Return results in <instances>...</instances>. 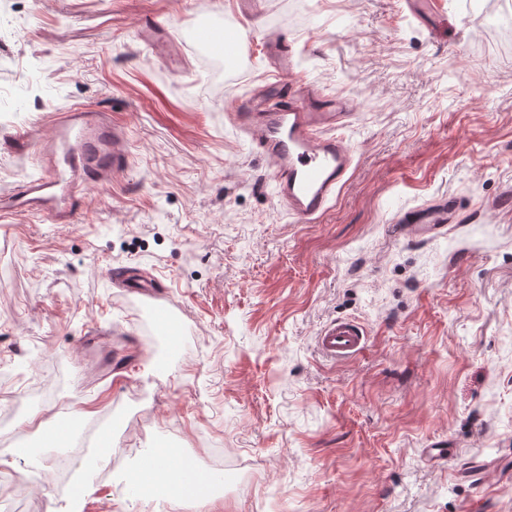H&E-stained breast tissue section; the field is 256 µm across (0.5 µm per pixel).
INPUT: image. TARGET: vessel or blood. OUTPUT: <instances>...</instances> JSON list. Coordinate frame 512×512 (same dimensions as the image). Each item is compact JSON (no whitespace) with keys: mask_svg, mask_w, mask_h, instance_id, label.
I'll return each instance as SVG.
<instances>
[{"mask_svg":"<svg viewBox=\"0 0 512 512\" xmlns=\"http://www.w3.org/2000/svg\"><path fill=\"white\" fill-rule=\"evenodd\" d=\"M147 46L169 43L166 29L142 19L137 29ZM195 37L203 47L219 52L225 65L239 56L238 37L216 25H201ZM296 95L283 97L282 85L268 86L265 94L250 97V109L231 112L227 118L248 133L257 148L272 163L280 204L290 215L317 222L331 207L339 189L354 168V155L340 130L351 115L352 103L341 96L328 98L302 80H295ZM54 143L37 142L36 150L48 163L46 173L25 183L23 189L0 198V214L23 209L35 215L49 213L71 220L73 200L86 182L104 185L113 174L131 164V139L127 128L107 113L73 108L53 121ZM452 216L447 203L418 207L400 218V231L415 238L442 233ZM119 287L152 301L153 326L167 340L168 354L180 348L179 336L168 333L170 304L153 279H129L117 273ZM366 333L357 321L339 319L321 330L317 343L326 356L350 358L365 346Z\"/></svg>","mask_w":512,"mask_h":512,"instance_id":"b4317fda","label":"vessel or blood"}]
</instances>
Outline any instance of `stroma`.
I'll return each instance as SVG.
<instances>
[{
	"label": "stroma",
	"mask_w": 512,
	"mask_h": 512,
	"mask_svg": "<svg viewBox=\"0 0 512 512\" xmlns=\"http://www.w3.org/2000/svg\"><path fill=\"white\" fill-rule=\"evenodd\" d=\"M512 0H0V194L39 176L35 139L90 105L125 123L132 166L78 197L70 224L0 219V446L25 512L65 505L43 439L70 412L104 413L126 470L87 512H172L129 471L160 448L224 452L210 512H512V52L475 25ZM175 43L158 57L142 18ZM241 38L235 67L196 24ZM291 73L355 113V167L313 224L280 205L268 160L227 115ZM453 199L433 239L398 230ZM155 278L181 348L165 366L150 303L109 274ZM364 350H318L329 321ZM102 341L87 353L81 338ZM447 442L443 460L425 451ZM482 467L481 480L467 476ZM366 333L355 320L338 319L321 330L317 337L319 349L333 359L350 358L365 346Z\"/></svg>",
	"instance_id": "obj_1"
}]
</instances>
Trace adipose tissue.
Returning a JSON list of instances; mask_svg holds the SVG:
<instances>
[{
    "instance_id": "obj_1",
    "label": "adipose tissue",
    "mask_w": 512,
    "mask_h": 512,
    "mask_svg": "<svg viewBox=\"0 0 512 512\" xmlns=\"http://www.w3.org/2000/svg\"><path fill=\"white\" fill-rule=\"evenodd\" d=\"M185 470L197 472L198 481L192 484L183 483L179 474ZM127 483L143 489L162 487L175 510L188 501L206 504L212 502L215 497L214 486L207 471H204L198 461L179 451L171 454L162 449L151 453L140 467L128 476Z\"/></svg>"
}]
</instances>
